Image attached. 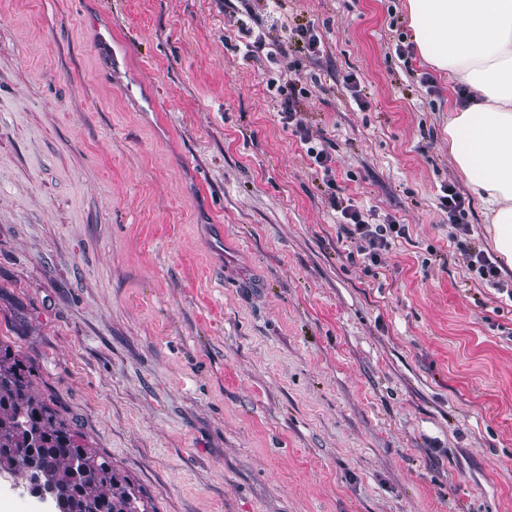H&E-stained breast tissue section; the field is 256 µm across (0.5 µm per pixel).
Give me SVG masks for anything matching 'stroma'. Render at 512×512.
I'll list each match as a JSON object with an SVG mask.
<instances>
[{
  "instance_id": "1",
  "label": "stroma",
  "mask_w": 512,
  "mask_h": 512,
  "mask_svg": "<svg viewBox=\"0 0 512 512\" xmlns=\"http://www.w3.org/2000/svg\"><path fill=\"white\" fill-rule=\"evenodd\" d=\"M274 23L324 62L246 57ZM413 42L407 0H0V340L145 512H512V299L439 204L494 253ZM291 86L340 197L408 229L377 265ZM0 504L50 512L2 469ZM442 192L445 195L440 197V204L442 209L448 212V220L455 230L454 238L457 240V249L466 257L471 269L478 271L481 279L491 282L499 291H506L512 298V280L510 278L509 285V281L502 278L497 265L498 260L493 262L487 253L476 246L471 237L469 224H458L459 217L464 212L465 199L451 185L442 187Z\"/></svg>"
}]
</instances>
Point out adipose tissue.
<instances>
[{"label": "adipose tissue", "instance_id": "1", "mask_svg": "<svg viewBox=\"0 0 512 512\" xmlns=\"http://www.w3.org/2000/svg\"><path fill=\"white\" fill-rule=\"evenodd\" d=\"M423 59L468 89L448 143L512 265V0H407Z\"/></svg>", "mask_w": 512, "mask_h": 512}]
</instances>
